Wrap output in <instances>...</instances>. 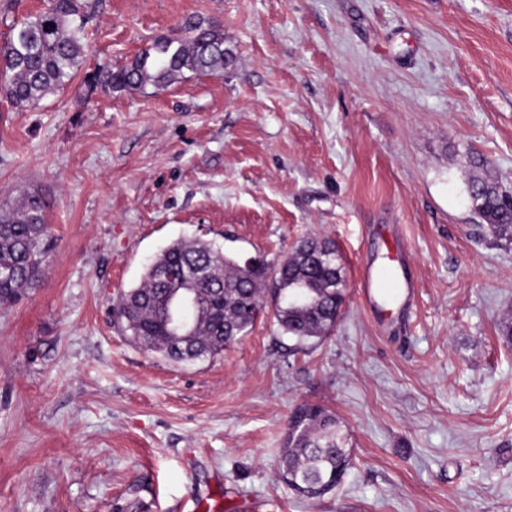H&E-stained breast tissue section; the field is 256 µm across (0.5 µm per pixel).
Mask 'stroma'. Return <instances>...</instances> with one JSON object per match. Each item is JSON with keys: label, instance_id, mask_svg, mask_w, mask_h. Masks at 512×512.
<instances>
[{"label": "stroma", "instance_id": "stroma-1", "mask_svg": "<svg viewBox=\"0 0 512 512\" xmlns=\"http://www.w3.org/2000/svg\"><path fill=\"white\" fill-rule=\"evenodd\" d=\"M236 61L164 89L86 95L189 18ZM79 76L39 107L0 96V206L38 192L55 239L0 304V512H512V243L472 212L470 156L512 191V0H95ZM399 231L403 312L357 300ZM335 241L348 295L298 349L265 309L220 355L134 345L119 296L172 240L269 267ZM339 417L343 484L280 478L299 403Z\"/></svg>", "mask_w": 512, "mask_h": 512}]
</instances>
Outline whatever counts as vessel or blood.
Here are the masks:
<instances>
[{
  "label": "vessel or blood",
  "instance_id": "1",
  "mask_svg": "<svg viewBox=\"0 0 512 512\" xmlns=\"http://www.w3.org/2000/svg\"><path fill=\"white\" fill-rule=\"evenodd\" d=\"M358 294L364 306L372 310L382 308L390 298L408 309L414 301L415 286L399 268L371 257L359 266Z\"/></svg>",
  "mask_w": 512,
  "mask_h": 512
}]
</instances>
